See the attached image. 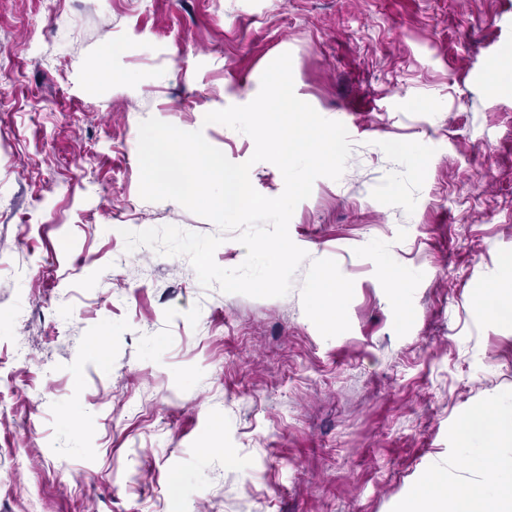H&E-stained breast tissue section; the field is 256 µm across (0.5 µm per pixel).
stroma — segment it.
I'll list each match as a JSON object with an SVG mask.
<instances>
[{
  "label": "stroma",
  "mask_w": 512,
  "mask_h": 512,
  "mask_svg": "<svg viewBox=\"0 0 512 512\" xmlns=\"http://www.w3.org/2000/svg\"><path fill=\"white\" fill-rule=\"evenodd\" d=\"M286 52L352 144L292 215L290 291L126 251L218 231L141 198L140 123L248 161L204 117ZM510 54L512 0H0V512H408L445 470L495 483L455 427L512 406V321L480 312L512 258V88L485 76ZM315 288L317 308L321 311L335 310L340 295L336 279L324 276L320 278Z\"/></svg>",
  "instance_id": "1"
}]
</instances>
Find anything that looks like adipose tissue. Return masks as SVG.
<instances>
[{"label": "adipose tissue", "instance_id": "obj_1", "mask_svg": "<svg viewBox=\"0 0 512 512\" xmlns=\"http://www.w3.org/2000/svg\"><path fill=\"white\" fill-rule=\"evenodd\" d=\"M461 446L475 447L476 464L493 468L502 480L494 488H476L461 478L436 482L425 512H512V410L477 412L457 428Z\"/></svg>", "mask_w": 512, "mask_h": 512}]
</instances>
